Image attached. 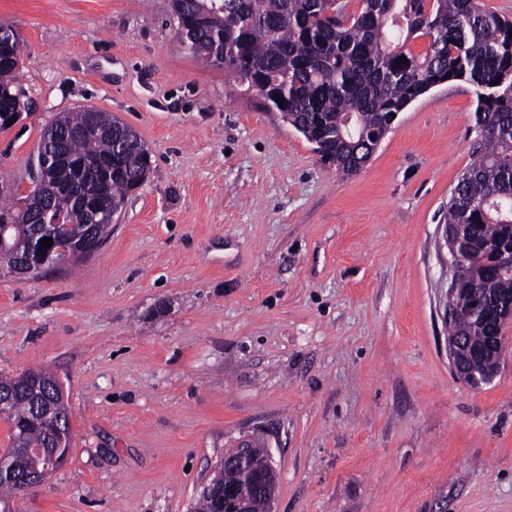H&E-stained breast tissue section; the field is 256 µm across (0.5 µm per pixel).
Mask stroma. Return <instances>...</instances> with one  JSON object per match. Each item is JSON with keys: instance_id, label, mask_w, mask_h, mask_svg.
I'll return each instance as SVG.
<instances>
[{"instance_id": "35a3bbf8", "label": "stroma", "mask_w": 512, "mask_h": 512, "mask_svg": "<svg viewBox=\"0 0 512 512\" xmlns=\"http://www.w3.org/2000/svg\"><path fill=\"white\" fill-rule=\"evenodd\" d=\"M27 112L0 181L85 107L151 154L110 235L61 274L0 276V375L45 368L70 452L17 512H192L240 438L274 512H512V327L500 371L454 376L442 222L476 96L445 83L347 176L257 92L192 56L170 0H0ZM268 448V443L264 442V452L266 458L262 450L255 449L249 456V464L247 469L244 471H235L233 480L235 482L247 485L254 476L265 474L266 468L268 466V474L262 480V493L263 496L267 499L269 506H271L277 487V474L275 468L271 464Z\"/></svg>"}]
</instances>
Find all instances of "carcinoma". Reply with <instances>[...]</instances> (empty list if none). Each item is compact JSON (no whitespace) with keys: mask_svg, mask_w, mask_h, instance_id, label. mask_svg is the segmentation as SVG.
<instances>
[{"mask_svg":"<svg viewBox=\"0 0 512 512\" xmlns=\"http://www.w3.org/2000/svg\"><path fill=\"white\" fill-rule=\"evenodd\" d=\"M350 2L337 6L345 20L330 15V0H171V15L193 55L256 90L268 110L348 175L365 166L394 116L418 97L446 82L471 85L478 142L448 199L445 223L477 241L464 257L459 287L512 297V270L494 254L512 246V19L479 0H358L353 11ZM419 37L429 40L422 54L409 46ZM22 64V39L1 41V115L25 109L17 82ZM344 114L353 121L342 133ZM40 147L50 163L34 181L28 207L0 204V219L8 220L0 222V274L26 273L45 236L68 248L81 244L89 224L107 236L106 214L121 209L151 172L136 131L100 110L61 113L43 129ZM45 208L66 225L62 232L30 223L32 212ZM490 332L485 323H448V335L475 345ZM0 392L11 395L0 410L12 447L49 446L65 458L69 408L60 380L29 369L0 376ZM266 468L256 449L233 480L246 485ZM23 494V485L0 482V512H16L14 500Z\"/></svg>","mask_w":512,"mask_h":512,"instance_id":"obj_1","label":"carcinoma"}]
</instances>
